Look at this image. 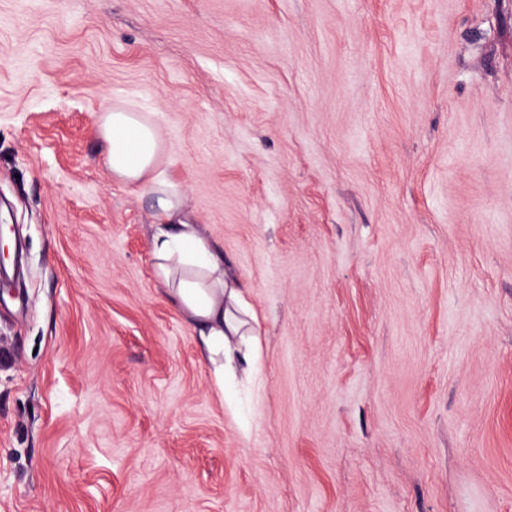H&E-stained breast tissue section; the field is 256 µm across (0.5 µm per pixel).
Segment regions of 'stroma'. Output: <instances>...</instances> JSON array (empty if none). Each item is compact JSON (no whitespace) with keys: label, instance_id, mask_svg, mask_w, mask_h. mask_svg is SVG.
Returning <instances> with one entry per match:
<instances>
[{"label":"stroma","instance_id":"obj_1","mask_svg":"<svg viewBox=\"0 0 512 512\" xmlns=\"http://www.w3.org/2000/svg\"><path fill=\"white\" fill-rule=\"evenodd\" d=\"M143 113L251 286L168 303ZM0 512H512V0H0ZM100 136L112 176L151 189L156 276L190 324L224 391V375L248 374L256 360V345L245 337L256 336L245 318L251 311L250 288L228 271L224 255L183 212L179 188L161 168L164 143L154 123L138 112L113 107L101 118Z\"/></svg>","mask_w":512,"mask_h":512}]
</instances>
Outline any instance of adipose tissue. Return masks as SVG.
Instances as JSON below:
<instances>
[{"mask_svg": "<svg viewBox=\"0 0 512 512\" xmlns=\"http://www.w3.org/2000/svg\"><path fill=\"white\" fill-rule=\"evenodd\" d=\"M100 136L113 177L151 190L156 276L190 324L216 376L251 372L257 349L250 340L249 289L183 212L179 188L161 167L164 143L157 127L142 114L117 107L103 114Z\"/></svg>", "mask_w": 512, "mask_h": 512, "instance_id": "obj_1", "label": "adipose tissue"}]
</instances>
